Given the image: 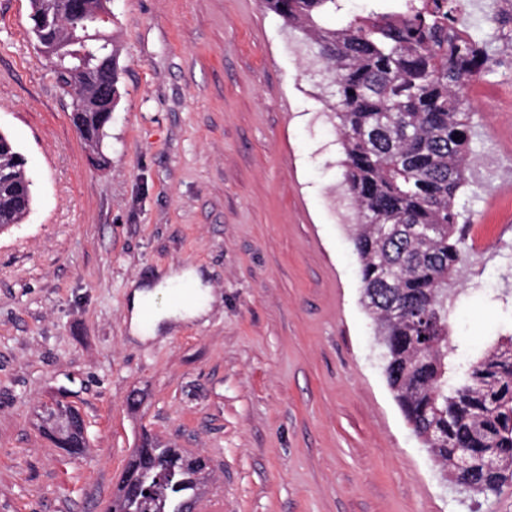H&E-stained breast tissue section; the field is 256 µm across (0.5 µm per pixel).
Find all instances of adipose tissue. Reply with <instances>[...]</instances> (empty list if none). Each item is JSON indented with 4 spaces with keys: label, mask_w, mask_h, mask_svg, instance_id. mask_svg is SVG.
I'll return each instance as SVG.
<instances>
[{
    "label": "adipose tissue",
    "mask_w": 512,
    "mask_h": 512,
    "mask_svg": "<svg viewBox=\"0 0 512 512\" xmlns=\"http://www.w3.org/2000/svg\"><path fill=\"white\" fill-rule=\"evenodd\" d=\"M168 295L165 307H157L160 295ZM214 296L195 267L172 269L156 280L132 282L128 290L129 333L139 341L154 339L170 327L205 316Z\"/></svg>",
    "instance_id": "ef3b65f1"
}]
</instances>
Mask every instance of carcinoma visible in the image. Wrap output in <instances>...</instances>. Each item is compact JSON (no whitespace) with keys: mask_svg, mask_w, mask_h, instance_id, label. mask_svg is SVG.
I'll use <instances>...</instances> for the list:
<instances>
[{"mask_svg":"<svg viewBox=\"0 0 512 512\" xmlns=\"http://www.w3.org/2000/svg\"><path fill=\"white\" fill-rule=\"evenodd\" d=\"M348 2L261 0L318 64L356 216L350 242L394 398L448 481L495 493L512 482V335L468 356L450 340L458 291L448 293V282L468 264V219L458 209L474 135L465 91L512 58V38L499 36L512 14L490 10V32L480 36L456 18L452 0H371L363 14ZM29 4L31 33L73 95L85 150L105 161L120 98L112 36L83 30L69 0ZM338 14L339 28L328 23ZM105 42L109 54L94 53ZM33 204L23 154L0 132V234ZM77 413L57 400L40 414L43 432L71 454L86 447L85 432L58 423ZM206 469L204 458L144 433L124 470L136 491L120 479L108 512H184Z\"/></svg>","mask_w":512,"mask_h":512,"instance_id":"carcinoma-1","label":"carcinoma"}]
</instances>
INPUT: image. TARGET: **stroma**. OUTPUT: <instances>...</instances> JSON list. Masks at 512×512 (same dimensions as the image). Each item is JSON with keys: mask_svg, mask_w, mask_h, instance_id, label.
<instances>
[{"mask_svg": "<svg viewBox=\"0 0 512 512\" xmlns=\"http://www.w3.org/2000/svg\"><path fill=\"white\" fill-rule=\"evenodd\" d=\"M110 7L121 98L96 168L29 0H0V131L35 194L0 234V512H106L145 431L208 461L207 512H512V482L447 485L387 384L304 47L260 0ZM477 85L452 327L475 355L512 334V69ZM193 265L209 313L130 342L129 283ZM57 397L83 454L38 427Z\"/></svg>", "mask_w": 512, "mask_h": 512, "instance_id": "stroma-1", "label": "stroma"}]
</instances>
